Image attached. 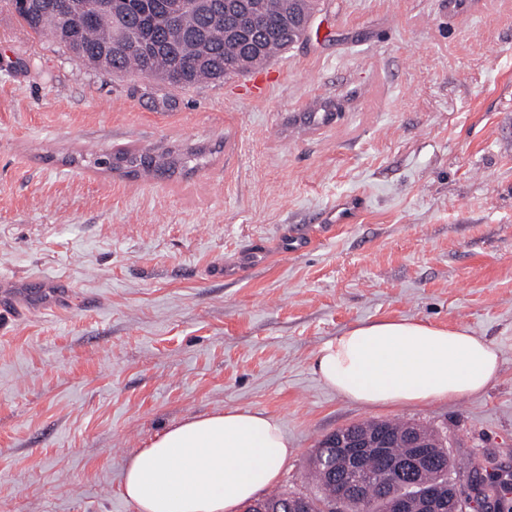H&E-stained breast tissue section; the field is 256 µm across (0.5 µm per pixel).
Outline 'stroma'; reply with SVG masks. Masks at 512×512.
Returning a JSON list of instances; mask_svg holds the SVG:
<instances>
[{
  "mask_svg": "<svg viewBox=\"0 0 512 512\" xmlns=\"http://www.w3.org/2000/svg\"><path fill=\"white\" fill-rule=\"evenodd\" d=\"M269 68L261 98L247 74L116 77L0 7V512H136L133 451L230 407L280 422V490H308L318 442L367 420L434 426L512 481V0H319ZM323 102L336 118L304 126ZM176 145L206 164L151 181L94 164ZM351 194L353 223L284 253ZM394 318L493 341L496 379L418 407L322 384L323 342Z\"/></svg>",
  "mask_w": 512,
  "mask_h": 512,
  "instance_id": "35a3bbf8",
  "label": "stroma"
}]
</instances>
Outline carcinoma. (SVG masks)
Returning a JSON list of instances; mask_svg holds the SVG:
<instances>
[{"instance_id":"1","label":"carcinoma","mask_w":512,"mask_h":512,"mask_svg":"<svg viewBox=\"0 0 512 512\" xmlns=\"http://www.w3.org/2000/svg\"><path fill=\"white\" fill-rule=\"evenodd\" d=\"M62 0H40L31 10L22 0L5 5L27 29L50 36L72 57L116 75L135 73L158 80L172 89L196 87L203 82H222L249 71L255 62H265L300 39L307 18L316 10V0H256L261 5L257 32L230 34L235 27L233 10L201 8V0H119L120 9L94 20L79 12H64ZM183 4L178 21L169 19V6ZM202 147L167 148L156 155L148 151H119L112 159L126 163L134 177H171L178 171L196 169L205 162ZM360 435L384 432L389 436L384 457L364 460L361 473L341 483H332L322 464L330 452L320 442L310 457V475L315 492L278 491L264 501L288 512V501L305 496L316 509L336 502L338 512H392L393 500L409 497L421 483L441 485L444 474L470 475L479 471L474 462L460 464L448 454L442 434L412 422L370 421L353 425ZM426 444L424 461L408 483L396 465L411 458L417 449L408 441L411 432Z\"/></svg>"}]
</instances>
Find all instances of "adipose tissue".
<instances>
[{
  "label": "adipose tissue",
  "mask_w": 512,
  "mask_h": 512,
  "mask_svg": "<svg viewBox=\"0 0 512 512\" xmlns=\"http://www.w3.org/2000/svg\"><path fill=\"white\" fill-rule=\"evenodd\" d=\"M313 369L349 402L414 406L480 395L497 377L500 356L467 327L400 318L342 331L319 347ZM293 453L264 411L191 416L130 455L119 492L137 512H239L278 482Z\"/></svg>",
  "instance_id": "adipose-tissue-1"
}]
</instances>
